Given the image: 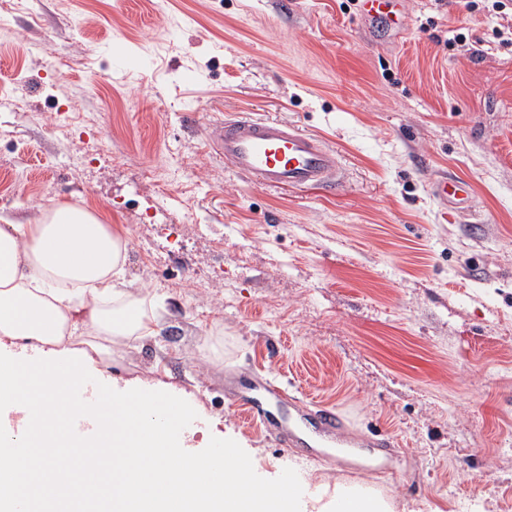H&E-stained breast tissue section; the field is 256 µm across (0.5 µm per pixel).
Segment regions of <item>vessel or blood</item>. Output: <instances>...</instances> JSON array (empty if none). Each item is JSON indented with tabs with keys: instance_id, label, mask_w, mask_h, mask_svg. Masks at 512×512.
<instances>
[{
	"instance_id": "b4317fda",
	"label": "vessel or blood",
	"mask_w": 512,
	"mask_h": 512,
	"mask_svg": "<svg viewBox=\"0 0 512 512\" xmlns=\"http://www.w3.org/2000/svg\"><path fill=\"white\" fill-rule=\"evenodd\" d=\"M360 19L371 26L386 22L397 34H405L407 22L403 0H358ZM208 141L221 152L235 170L271 187L304 186L329 189L338 168L336 153L314 136L277 121L262 120L241 113L212 126ZM432 195L442 207L455 211L469 208L468 184L440 177L432 184ZM240 413L249 422H258L286 449L332 442L345 436L347 422L334 406L309 398L299 390L267 376L257 383L241 384L232 393ZM101 399L100 384L88 377L73 389L70 401L80 413L70 420L77 438L97 432L94 410ZM19 448L13 417L0 416V456L14 455ZM223 444L209 452L212 482H224L239 500H247L250 489L224 469Z\"/></svg>"
}]
</instances>
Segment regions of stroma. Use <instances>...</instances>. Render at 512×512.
Masks as SVG:
<instances>
[{"instance_id":"obj_1","label":"stroma","mask_w":512,"mask_h":512,"mask_svg":"<svg viewBox=\"0 0 512 512\" xmlns=\"http://www.w3.org/2000/svg\"><path fill=\"white\" fill-rule=\"evenodd\" d=\"M406 0V36L350 0H27L0 25V214L84 201L128 239L159 333L99 381L205 416L189 448L254 455L395 512H512V11ZM140 67L118 74L114 50ZM239 112L340 156L337 186L270 189L204 143ZM469 182V210L429 193ZM274 374L350 438L290 454L225 383ZM393 454H371L374 433Z\"/></svg>"}]
</instances>
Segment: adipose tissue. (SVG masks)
<instances>
[{
  "instance_id": "adipose-tissue-1",
  "label": "adipose tissue",
  "mask_w": 512,
  "mask_h": 512,
  "mask_svg": "<svg viewBox=\"0 0 512 512\" xmlns=\"http://www.w3.org/2000/svg\"><path fill=\"white\" fill-rule=\"evenodd\" d=\"M128 242L78 202H55L34 222L0 224V412L20 413L26 461L0 457V485L22 489L24 475L42 479L36 507L53 503L70 487L61 462L75 447L69 394L90 370L110 364L117 345L156 335L159 300L124 289ZM41 353L37 365L21 351ZM158 397L108 393L96 412L97 434L87 440L81 475L112 490V512H234L229 489L206 480L207 461L187 449L177 426L157 431L143 417ZM242 455L227 449L224 466L252 488L246 512H266L273 497H286L283 512H334L354 501L359 512H391L377 500L343 486L317 494L287 495L281 484L256 478V465L238 468Z\"/></svg>"
}]
</instances>
